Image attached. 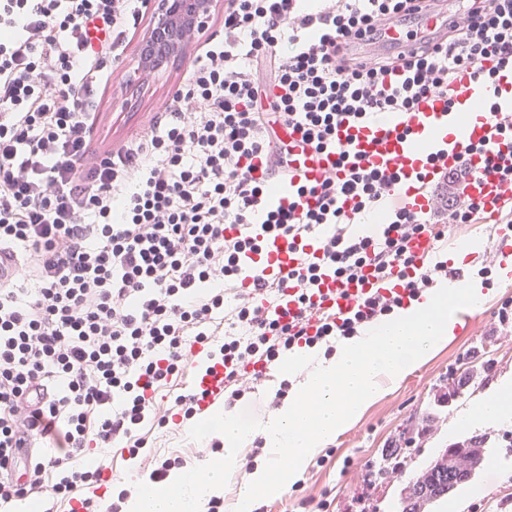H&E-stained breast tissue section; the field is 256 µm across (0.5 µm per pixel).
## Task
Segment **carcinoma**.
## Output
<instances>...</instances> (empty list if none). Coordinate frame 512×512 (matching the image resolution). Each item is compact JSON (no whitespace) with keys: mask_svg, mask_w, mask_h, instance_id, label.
<instances>
[{"mask_svg":"<svg viewBox=\"0 0 512 512\" xmlns=\"http://www.w3.org/2000/svg\"><path fill=\"white\" fill-rule=\"evenodd\" d=\"M484 463V449L472 443L446 448L403 488L394 512H423L448 498Z\"/></svg>","mask_w":512,"mask_h":512,"instance_id":"carcinoma-1","label":"carcinoma"}]
</instances>
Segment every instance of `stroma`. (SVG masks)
<instances>
[{
    "label": "stroma",
    "instance_id": "1",
    "mask_svg": "<svg viewBox=\"0 0 512 512\" xmlns=\"http://www.w3.org/2000/svg\"><path fill=\"white\" fill-rule=\"evenodd\" d=\"M149 25V20H142L125 34L122 53L101 89L93 150L120 148L161 118L205 39L223 33L224 11L216 9L206 30L183 56L160 72L144 74L139 69V53ZM430 220L444 229L446 237L478 242V250L464 256L442 249L437 257L460 277L482 280L488 289L483 305L471 311L470 322L457 323L451 341L440 345L397 386L385 390L352 427L315 454L286 493L257 501L259 512H301L302 499L324 496L331 501L329 512H393L407 476L425 468L451 444L472 437L485 450V464L469 483L450 493V500L457 503V512H512V421L466 430L455 426L502 377H512V328L500 326L496 316L501 304L512 300V287H506L500 276L501 266L512 257V238L504 239L501 225L492 222L450 226L440 211L433 212ZM296 383V377L275 369L260 379H246L245 394L231 410L247 409L259 421H266L281 405L276 392ZM189 430L186 424L161 427L151 418L141 429L146 446L137 455L110 447L89 450L86 465L105 467L107 483L101 500L113 504L134 494L136 482L149 480L156 463L165 459H179L180 469L186 471L223 457L219 434L195 441ZM263 438L262 431H254L238 451V470L219 495L224 512H234L249 472L265 462L266 451L256 448ZM391 449L399 452L401 474L377 476L374 487L366 488L368 465L380 462L383 452Z\"/></svg>",
    "mask_w": 512,
    "mask_h": 512
}]
</instances>
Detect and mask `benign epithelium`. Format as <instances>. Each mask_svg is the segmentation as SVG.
<instances>
[{
    "label": "benign epithelium",
    "mask_w": 512,
    "mask_h": 512,
    "mask_svg": "<svg viewBox=\"0 0 512 512\" xmlns=\"http://www.w3.org/2000/svg\"><path fill=\"white\" fill-rule=\"evenodd\" d=\"M217 0H155L154 20L142 38L139 66L150 73L164 57L185 52L205 26Z\"/></svg>",
    "instance_id": "1"
}]
</instances>
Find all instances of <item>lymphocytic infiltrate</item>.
I'll return each instance as SVG.
<instances>
[{
	"mask_svg": "<svg viewBox=\"0 0 512 512\" xmlns=\"http://www.w3.org/2000/svg\"><path fill=\"white\" fill-rule=\"evenodd\" d=\"M148 3L0 0V249L15 263L0 280V512L45 485L53 499L98 512L90 490L103 471L76 464L78 452L92 441L142 447L154 390L185 368L215 320H228L219 353L234 401L235 363L271 365L356 336L448 277L447 262L428 265L408 250L415 235L441 238L425 212L398 207L375 234H347L385 211L395 171L358 161L344 178L309 187L315 208L274 200L287 169L257 182L244 162L272 155L276 127L328 147L340 124L415 112L422 97L447 95L463 70L491 95L487 118L503 127L495 73L482 63L493 54L512 69V0H461L443 37L413 28L408 49L386 53L384 26L418 14L416 0H318L313 9L224 0L223 37L208 38L164 117L124 148L94 154L87 105ZM266 61L276 70L261 82L252 68ZM397 71L403 82L388 86ZM228 224L237 236H225ZM322 226L332 234L317 237ZM270 233L293 244L317 237L321 252L294 270L300 307L285 324L240 285L242 259ZM322 266L344 283L367 266L381 278L412 276L407 295L319 317L311 296ZM233 284L228 316L224 288Z\"/></svg>",
	"mask_w": 512,
	"mask_h": 512,
	"instance_id": "obj_1",
	"label": "lymphocytic infiltrate"
}]
</instances>
